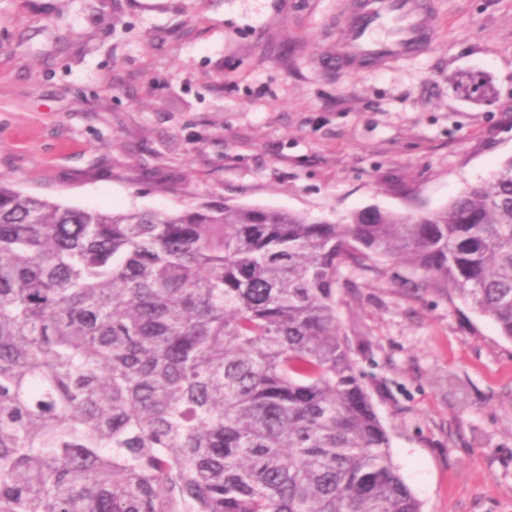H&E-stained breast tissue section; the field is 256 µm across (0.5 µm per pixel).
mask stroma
<instances>
[{"label": "stroma", "instance_id": "obj_1", "mask_svg": "<svg viewBox=\"0 0 512 512\" xmlns=\"http://www.w3.org/2000/svg\"><path fill=\"white\" fill-rule=\"evenodd\" d=\"M435 3L431 48L347 69L349 0H0V177L81 209L444 208L512 157V0ZM379 266L336 314L393 463L422 512H512V340Z\"/></svg>", "mask_w": 512, "mask_h": 512}]
</instances>
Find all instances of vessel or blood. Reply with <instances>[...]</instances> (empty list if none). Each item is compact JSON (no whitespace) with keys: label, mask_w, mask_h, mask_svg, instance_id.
Wrapping results in <instances>:
<instances>
[{"label":"vessel or blood","mask_w":512,"mask_h":512,"mask_svg":"<svg viewBox=\"0 0 512 512\" xmlns=\"http://www.w3.org/2000/svg\"><path fill=\"white\" fill-rule=\"evenodd\" d=\"M434 34V0H354L336 62L350 69L395 63L423 52Z\"/></svg>","instance_id":"obj_1"}]
</instances>
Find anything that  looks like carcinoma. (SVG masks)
<instances>
[{
  "label": "carcinoma",
  "mask_w": 512,
  "mask_h": 512,
  "mask_svg": "<svg viewBox=\"0 0 512 512\" xmlns=\"http://www.w3.org/2000/svg\"><path fill=\"white\" fill-rule=\"evenodd\" d=\"M385 258L512 340V157L333 224L84 210L0 180V512H421L336 317Z\"/></svg>",
  "instance_id": "1"
}]
</instances>
